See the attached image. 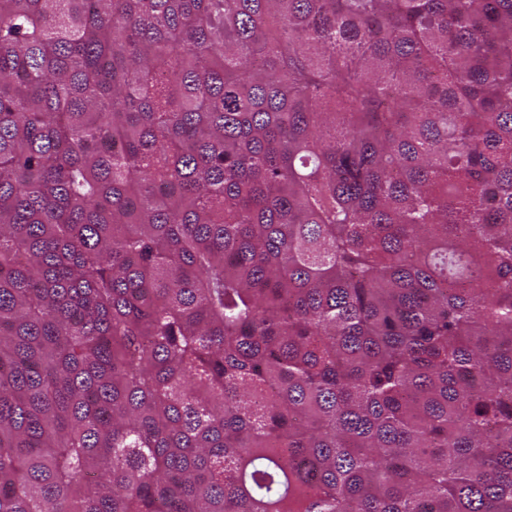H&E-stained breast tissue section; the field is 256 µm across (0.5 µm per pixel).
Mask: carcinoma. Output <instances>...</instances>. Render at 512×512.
I'll use <instances>...</instances> for the list:
<instances>
[{
  "label": "carcinoma",
  "mask_w": 512,
  "mask_h": 512,
  "mask_svg": "<svg viewBox=\"0 0 512 512\" xmlns=\"http://www.w3.org/2000/svg\"><path fill=\"white\" fill-rule=\"evenodd\" d=\"M0 512H512V0H0Z\"/></svg>",
  "instance_id": "carcinoma-1"
}]
</instances>
